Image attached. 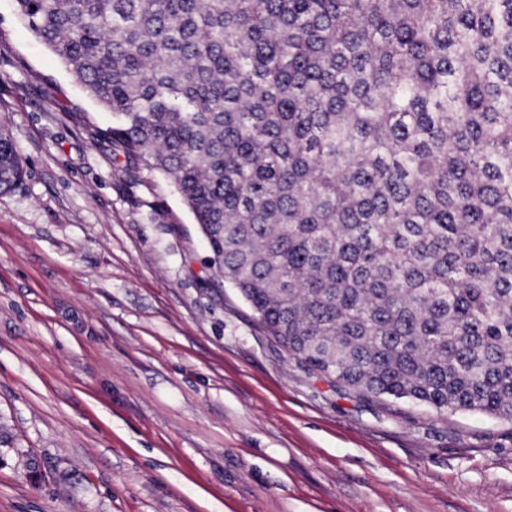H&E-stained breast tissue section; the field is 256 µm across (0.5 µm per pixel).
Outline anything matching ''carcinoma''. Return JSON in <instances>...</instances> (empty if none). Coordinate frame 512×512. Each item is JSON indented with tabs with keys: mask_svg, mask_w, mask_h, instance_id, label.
<instances>
[{
	"mask_svg": "<svg viewBox=\"0 0 512 512\" xmlns=\"http://www.w3.org/2000/svg\"><path fill=\"white\" fill-rule=\"evenodd\" d=\"M15 2L289 355L512 420V0Z\"/></svg>",
	"mask_w": 512,
	"mask_h": 512,
	"instance_id": "obj_1",
	"label": "carcinoma"
}]
</instances>
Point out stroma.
Returning <instances> with one entry per match:
<instances>
[{
  "label": "stroma",
  "mask_w": 512,
  "mask_h": 512,
  "mask_svg": "<svg viewBox=\"0 0 512 512\" xmlns=\"http://www.w3.org/2000/svg\"><path fill=\"white\" fill-rule=\"evenodd\" d=\"M111 124L0 0V512H512V421L288 356ZM24 168L10 137L0 129V193L14 190L22 183Z\"/></svg>",
  "instance_id": "1"
}]
</instances>
